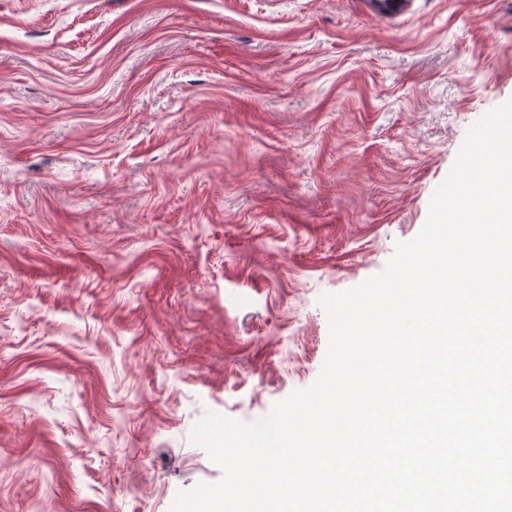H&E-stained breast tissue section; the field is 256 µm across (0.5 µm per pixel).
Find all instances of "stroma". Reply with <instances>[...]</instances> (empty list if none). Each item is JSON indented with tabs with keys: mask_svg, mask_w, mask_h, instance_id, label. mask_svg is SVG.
<instances>
[{
	"mask_svg": "<svg viewBox=\"0 0 512 512\" xmlns=\"http://www.w3.org/2000/svg\"><path fill=\"white\" fill-rule=\"evenodd\" d=\"M510 99L512 0H0V512L218 481Z\"/></svg>",
	"mask_w": 512,
	"mask_h": 512,
	"instance_id": "1",
	"label": "stroma"
}]
</instances>
